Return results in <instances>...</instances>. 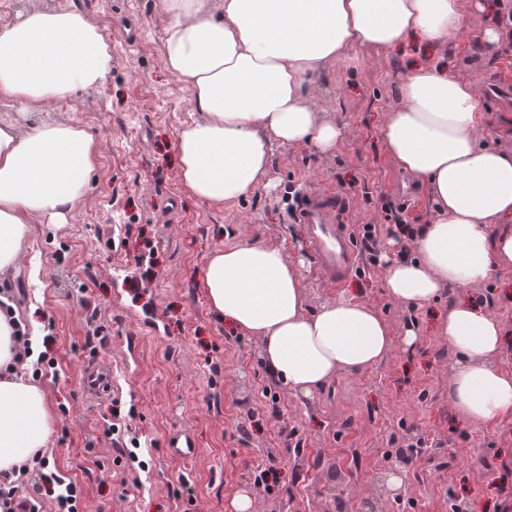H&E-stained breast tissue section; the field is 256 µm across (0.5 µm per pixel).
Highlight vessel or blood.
Wrapping results in <instances>:
<instances>
[{
  "mask_svg": "<svg viewBox=\"0 0 512 512\" xmlns=\"http://www.w3.org/2000/svg\"><path fill=\"white\" fill-rule=\"evenodd\" d=\"M302 219L310 228V249L324 280L330 286H340L357 263V252L350 234L343 225L334 223L330 212L324 209L304 210ZM111 381L107 366L92 364L86 376V399L93 402L107 396Z\"/></svg>",
  "mask_w": 512,
  "mask_h": 512,
  "instance_id": "vessel-or-blood-1",
  "label": "vessel or blood"
}]
</instances>
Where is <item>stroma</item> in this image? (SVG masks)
<instances>
[{
	"label": "stroma",
	"instance_id": "35a3bbf8",
	"mask_svg": "<svg viewBox=\"0 0 512 512\" xmlns=\"http://www.w3.org/2000/svg\"><path fill=\"white\" fill-rule=\"evenodd\" d=\"M33 7L85 14L112 49L100 87L39 113L99 141L85 194L66 224H32L24 265L0 275L26 326L47 332L31 370L54 409L50 474L81 486L82 512H234L244 491L252 512H452L456 503L505 512L512 419L475 428L448 401L456 356L435 322L463 290L413 308L384 288L389 259L408 230L428 223L432 204L391 163L378 125L400 80L432 49L412 39L332 65L310 94L343 129L335 149L274 147L271 187L216 210L188 198L177 178L176 135L194 105L164 69L158 0H0V24ZM479 40V29H462L443 63L476 88L485 141L512 148V45L482 52ZM316 201L340 203L338 220L353 236L366 224L378 230L376 254H362L335 290L323 287L300 222ZM398 211L406 226L393 223ZM271 238L302 260L313 304L355 297L385 317L393 350L384 361L295 396L276 382L257 339L214 316L198 286L206 255ZM476 299L511 326L512 271L496 273ZM91 355L112 369V396L98 403L83 396ZM175 435L193 440V458L168 453ZM270 466L275 487L256 489ZM392 474L402 479L395 489Z\"/></svg>",
	"mask_w": 512,
	"mask_h": 512
}]
</instances>
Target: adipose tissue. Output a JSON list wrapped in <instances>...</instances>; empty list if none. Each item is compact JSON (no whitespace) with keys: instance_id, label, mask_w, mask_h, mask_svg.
<instances>
[{"instance_id":"1","label":"adipose tissue","mask_w":512,"mask_h":512,"mask_svg":"<svg viewBox=\"0 0 512 512\" xmlns=\"http://www.w3.org/2000/svg\"><path fill=\"white\" fill-rule=\"evenodd\" d=\"M165 69L190 95L195 117L177 133L184 193L216 209L267 185L274 146L326 155L341 128L308 93L315 78L353 48L386 52L410 35L434 48L465 26L491 46L512 30L484 23L483 4L461 0H160ZM112 69L106 34L83 13L30 9L0 25V101L35 112L98 88ZM471 83L429 61L400 83L380 127L397 169L424 186L428 224L410 256L390 260L385 287L421 307L446 289L478 290L512 269V149L481 144ZM100 147L64 118L22 124L0 118V271L19 267L36 220L61 223L82 199ZM199 286L210 309L257 338L289 392L310 395L338 374L369 370L393 349L385 318L356 299L312 307L301 264L273 241L238 242L209 253ZM15 304L0 294V476L30 473L50 445L47 396L28 368L37 340L18 333ZM438 334L457 360L448 398L474 426L512 418V373L496 367L504 324L474 299L453 305Z\"/></svg>"}]
</instances>
